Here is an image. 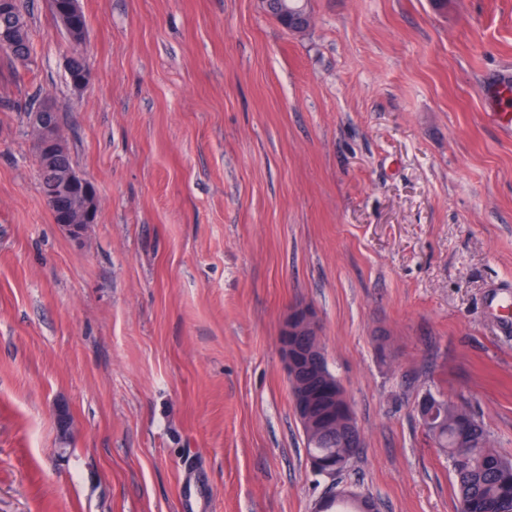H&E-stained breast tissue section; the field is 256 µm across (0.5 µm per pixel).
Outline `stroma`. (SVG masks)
I'll use <instances>...</instances> for the list:
<instances>
[{
  "label": "stroma",
  "mask_w": 512,
  "mask_h": 512,
  "mask_svg": "<svg viewBox=\"0 0 512 512\" xmlns=\"http://www.w3.org/2000/svg\"><path fill=\"white\" fill-rule=\"evenodd\" d=\"M30 0L0 52V512H312L278 336L314 310L378 512H459L430 394L512 455V0ZM87 81L68 75L73 52ZM59 115L98 215L42 196ZM70 417L61 433L57 413ZM9 0H0V31L5 29L16 34L17 47L14 50L1 49L12 58L26 60L30 56V42L28 37L27 22L22 10V0H13V5L8 11ZM32 131L35 143L38 145L39 175L45 178L47 171L53 169L51 183L47 179L44 181V186L40 183L42 192H48L52 185L54 186V192L43 196L44 200L49 209L63 214L60 224L57 225L71 238L79 239L87 224H92L96 218L97 194L93 192L90 182L78 175L73 168L53 166L56 155H53L52 148L56 144L64 143V135L60 127L56 125L46 127L38 124Z\"/></svg>",
  "instance_id": "stroma-1"
}]
</instances>
